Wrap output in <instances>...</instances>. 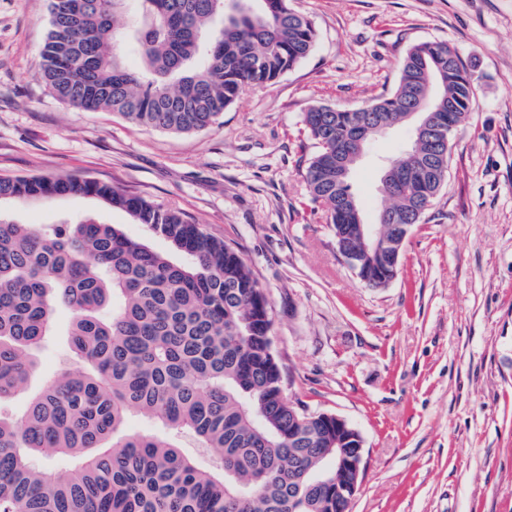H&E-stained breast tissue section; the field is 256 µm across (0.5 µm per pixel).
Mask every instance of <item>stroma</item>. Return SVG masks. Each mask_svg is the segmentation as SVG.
Instances as JSON below:
<instances>
[{
  "label": "stroma",
  "mask_w": 512,
  "mask_h": 512,
  "mask_svg": "<svg viewBox=\"0 0 512 512\" xmlns=\"http://www.w3.org/2000/svg\"><path fill=\"white\" fill-rule=\"evenodd\" d=\"M313 52L246 88L219 125L190 135L85 112L46 86L48 0H0V178L73 176L183 213L239 248L272 311L291 399L355 427L366 472L353 512H512V0H292ZM454 47L477 88L453 137L448 181L407 236L397 277L366 287L306 195L300 129L315 103L353 110L389 94L407 49ZM411 125L375 138L352 175L374 222L385 158ZM42 228L61 215L122 225L86 196L2 201ZM69 318L38 352L34 386L71 367Z\"/></svg>",
  "instance_id": "obj_1"
}]
</instances>
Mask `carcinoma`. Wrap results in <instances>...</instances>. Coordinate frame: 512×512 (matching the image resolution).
I'll return each instance as SVG.
<instances>
[{
	"label": "carcinoma",
	"instance_id": "carcinoma-1",
	"mask_svg": "<svg viewBox=\"0 0 512 512\" xmlns=\"http://www.w3.org/2000/svg\"><path fill=\"white\" fill-rule=\"evenodd\" d=\"M41 50L46 85L77 110L109 111L142 127L192 134L214 126L247 87L272 83L315 48L311 20L291 0H49ZM135 50L138 71L120 49ZM474 78L446 42L407 50L394 90L351 111L315 104L302 130L304 172L341 247L364 214L336 155L365 153L370 128L435 112L448 139L473 111ZM412 179L380 183L381 253L361 249L363 282L389 280L401 245L392 224H421L441 191L415 154L394 157ZM92 196L147 225L188 261L175 262L118 224L64 216L36 230L0 213V512H330L336 429L294 421L270 336V307L240 252L177 211L90 179H0V200ZM77 358L33 391L36 353L59 311ZM26 397L19 415L3 413ZM161 432L126 430L130 411ZM193 435L219 465L180 449ZM39 458L44 467L35 469ZM74 459L71 469L55 462Z\"/></svg>",
	"mask_w": 512,
	"mask_h": 512
}]
</instances>
